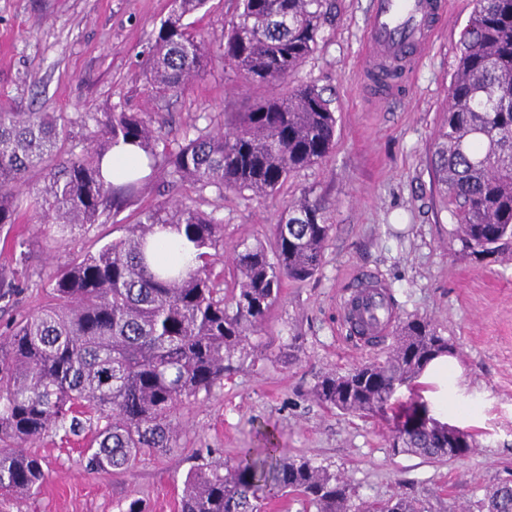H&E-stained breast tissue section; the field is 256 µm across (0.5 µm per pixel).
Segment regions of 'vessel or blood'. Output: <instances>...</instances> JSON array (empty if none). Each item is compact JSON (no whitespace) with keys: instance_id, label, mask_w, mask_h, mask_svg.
<instances>
[{"instance_id":"obj_1","label":"vessel or blood","mask_w":512,"mask_h":512,"mask_svg":"<svg viewBox=\"0 0 512 512\" xmlns=\"http://www.w3.org/2000/svg\"><path fill=\"white\" fill-rule=\"evenodd\" d=\"M445 0H371L363 45V88L376 93L391 71H415L422 52L432 44L446 13ZM377 277L359 274L350 296L342 298L344 321L357 345L378 346L393 317L386 299L376 292Z\"/></svg>"}]
</instances>
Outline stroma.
I'll return each mask as SVG.
<instances>
[{
    "mask_svg": "<svg viewBox=\"0 0 512 512\" xmlns=\"http://www.w3.org/2000/svg\"><path fill=\"white\" fill-rule=\"evenodd\" d=\"M370 2L330 0L318 47L296 76L332 100L336 143L326 160L300 170L265 201L211 194L201 205L224 224L228 285L236 275V245L270 241L289 200L307 192L328 206L333 230L322 267L312 279L284 285L251 338L261 360L237 362L210 396L184 403L175 448L142 454L128 472L88 471L78 447L58 434L29 444L45 460L43 485L30 497L0 500V512H124L134 499L144 512H177L189 468L202 459L234 458L256 444L261 425L276 428L295 453L348 477L360 496L404 493L421 499L427 512H478L489 488L512 479V253L474 258L461 252L452 238L453 207L428 162L473 0H451L411 85L384 105L360 91ZM169 10L170 0H0V107L66 113L68 146L78 153L96 117L115 106L150 114L176 142L191 126L223 122L225 113L251 105V93L222 56L236 0H209L195 15L212 58L181 96L159 98L138 79ZM136 218L132 207L116 223L88 224L65 238L51 224L17 225L28 252L19 269L28 285L20 310L37 307L54 266L122 237ZM364 270L389 290L396 323L428 319L452 345L461 373L448 384L447 411H438L433 383L424 392L401 391L399 405L475 433L477 446L465 456L426 460L395 452L385 422L343 415L313 398L321 375L375 357L351 348L339 329V299ZM294 336L302 346L292 352Z\"/></svg>",
    "mask_w": 512,
    "mask_h": 512,
    "instance_id": "35a3bbf8",
    "label": "stroma"
}]
</instances>
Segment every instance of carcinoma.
Returning a JSON list of instances; mask_svg holds the SVG:
<instances>
[{
	"label": "carcinoma",
	"instance_id": "cac0c4a2",
	"mask_svg": "<svg viewBox=\"0 0 512 512\" xmlns=\"http://www.w3.org/2000/svg\"><path fill=\"white\" fill-rule=\"evenodd\" d=\"M209 0H171L141 77L162 98L179 96L205 69L209 47L186 19ZM448 106L432 144L431 163L443 196L456 208L453 237L471 255L512 248V0H473ZM327 0H238L224 42V63L250 87L288 81L317 47ZM332 100L314 85L260 97L244 112L224 113V125L196 129L170 143L146 113L112 111L97 121L79 154L64 151L70 120L61 112L0 109V312H11L27 285L15 224L28 214L53 224L64 238L77 226L106 224L155 188V173L194 195L143 207L124 235L57 267L37 308L0 334V491L29 496L44 477L42 459L24 443L63 431L82 438L87 468L121 473L145 451L173 447L181 406L210 396L234 358L250 355L258 332L287 281L303 282L321 266L331 231L323 200L288 202L274 226L272 247L257 240L234 252L236 277L224 291L214 273L224 225L200 208L205 194L245 199L273 196L300 170L323 162L336 138ZM141 150L148 173L118 182L101 171L119 141ZM33 171L44 185L27 199ZM170 227L196 249L184 270L178 246L163 258L155 228ZM448 338L421 317L401 326L382 359L345 373H327L315 399L341 413L393 421L392 447L429 460L458 457L423 414L395 413L394 396L419 386L427 364L448 352ZM243 448L233 461H203L183 481L179 512H262L269 496H288L301 512H422L419 501L393 495L362 499L351 481L293 454L276 430ZM479 512H512V487L498 484Z\"/></svg>",
	"mask_w": 512,
	"mask_h": 512
}]
</instances>
